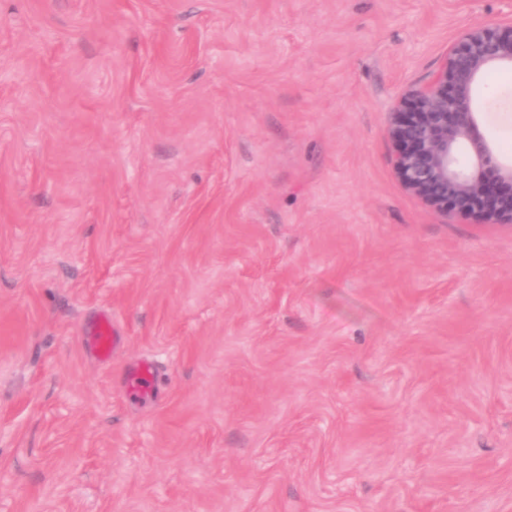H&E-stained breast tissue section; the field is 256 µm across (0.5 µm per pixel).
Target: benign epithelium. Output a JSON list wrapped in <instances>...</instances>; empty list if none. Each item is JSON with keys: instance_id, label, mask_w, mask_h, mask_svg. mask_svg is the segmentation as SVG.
Masks as SVG:
<instances>
[{"instance_id": "1", "label": "benign epithelium", "mask_w": 512, "mask_h": 512, "mask_svg": "<svg viewBox=\"0 0 512 512\" xmlns=\"http://www.w3.org/2000/svg\"><path fill=\"white\" fill-rule=\"evenodd\" d=\"M512 67V22L478 24L447 49L430 83L399 100L389 135L403 188L426 205L454 208L484 224L512 223V163L481 130L478 88Z\"/></svg>"}]
</instances>
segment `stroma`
<instances>
[{"mask_svg":"<svg viewBox=\"0 0 512 512\" xmlns=\"http://www.w3.org/2000/svg\"><path fill=\"white\" fill-rule=\"evenodd\" d=\"M511 20L0 0V512H512V225L407 192L389 135ZM480 98L512 159V69ZM92 348L101 361L109 360L112 348L116 344V336L112 335V326L108 319H103L96 332L91 336Z\"/></svg>","mask_w":512,"mask_h":512,"instance_id":"1","label":"stroma"}]
</instances>
